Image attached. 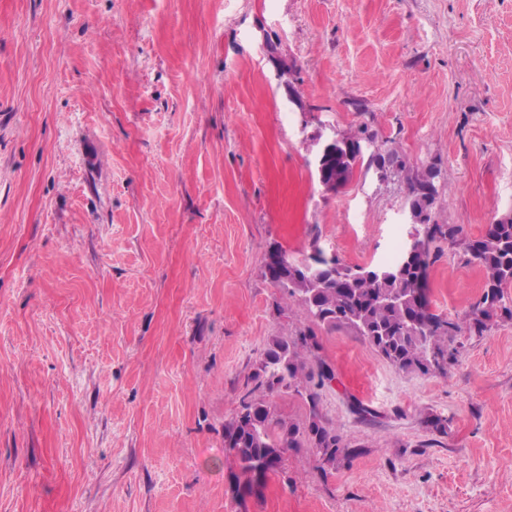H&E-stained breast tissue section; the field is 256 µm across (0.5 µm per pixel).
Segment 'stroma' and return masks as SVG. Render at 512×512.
<instances>
[{"instance_id": "35a3bbf8", "label": "stroma", "mask_w": 512, "mask_h": 512, "mask_svg": "<svg viewBox=\"0 0 512 512\" xmlns=\"http://www.w3.org/2000/svg\"><path fill=\"white\" fill-rule=\"evenodd\" d=\"M370 135L404 170L325 191L319 140ZM433 170L460 239L512 217V0H0V512H512L503 319L444 374L316 328L354 455L233 490L244 378L309 325L267 252L385 262ZM459 253L429 280L458 321ZM439 175V171H432L425 177L416 175L408 178L407 202H411L420 211L428 210L432 214L439 193L435 179ZM428 178H430V183L426 182Z\"/></svg>"}]
</instances>
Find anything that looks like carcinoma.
I'll return each mask as SVG.
<instances>
[{
    "label": "carcinoma",
    "mask_w": 512,
    "mask_h": 512,
    "mask_svg": "<svg viewBox=\"0 0 512 512\" xmlns=\"http://www.w3.org/2000/svg\"><path fill=\"white\" fill-rule=\"evenodd\" d=\"M363 163L379 171L403 167L394 150L348 154L338 144L336 153L326 158L324 170L336 178L339 189ZM439 175L432 171L426 178H408L407 202L420 211L432 210ZM418 233L420 247L406 264L400 253L384 264L354 266L336 259L329 262L319 252L309 256L320 286L309 289V296L297 303L313 325L349 328L401 369L443 371L454 357L448 345L455 333L465 328L482 336L495 318L512 319V306L504 302L503 292L512 284V218L500 219L488 225L481 236L462 242L457 240L455 225L435 220L419 224ZM442 240L461 245L465 263L483 275L482 295L464 326L434 313L428 295L419 293L427 288L435 262L432 247ZM315 349V332L310 327L297 336H273L247 376L239 406L224 422V447L237 468L234 481L238 495L259 493L268 473L281 466L290 450L311 448L322 463L332 466L338 458L353 453L321 412L319 390L334 380L335 373L315 355ZM281 389L302 399L307 408L303 421L282 418L262 396Z\"/></svg>",
    "instance_id": "cac0c4a2"
}]
</instances>
